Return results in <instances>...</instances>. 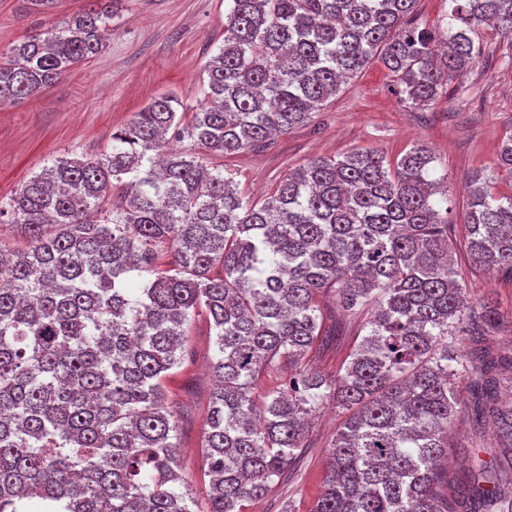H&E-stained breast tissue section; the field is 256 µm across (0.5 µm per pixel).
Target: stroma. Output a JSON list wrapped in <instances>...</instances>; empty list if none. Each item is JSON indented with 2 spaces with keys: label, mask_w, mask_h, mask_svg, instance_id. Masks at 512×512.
<instances>
[{
  "label": "stroma",
  "mask_w": 512,
  "mask_h": 512,
  "mask_svg": "<svg viewBox=\"0 0 512 512\" xmlns=\"http://www.w3.org/2000/svg\"><path fill=\"white\" fill-rule=\"evenodd\" d=\"M88 0H58L40 13L31 0H0V53L49 23L85 9ZM224 0H113L112 34L97 56L71 68L37 96L0 107V200L64 153L95 155L112 143V132L160 94L179 95L187 109L203 100V70L224 44ZM481 53L467 73L448 86L434 104L401 101L393 77L380 61L315 113L312 121L275 139L270 149L226 159L210 156L233 173L242 196L262 203L276 184L307 160L338 156L354 149L378 150L396 160L424 145L435 157L434 178L448 186V220L464 236L467 182L483 173L496 178L495 193L512 194V179L499 167V148L512 134V42L487 26L472 35ZM472 306L492 300L500 324L486 332L484 347L498 358H512V275L490 277L461 267ZM325 325L338 339L314 350L310 369L332 376L364 334L367 314L349 315L335 296L324 301ZM214 331L205 313L193 316L187 336L186 370L167 382V406L178 425L183 477L194 497L205 482L199 448L204 412L214 387L210 359ZM470 378L458 383L462 409L452 423V440L480 448L493 445L492 426L475 430L469 403ZM343 416L334 406L317 410L310 423L309 447L285 479L248 512H310L321 491L327 446Z\"/></svg>",
  "instance_id": "35a3bbf8"
}]
</instances>
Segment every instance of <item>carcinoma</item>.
I'll use <instances>...</instances> for the list:
<instances>
[{
	"label": "carcinoma",
	"instance_id": "1",
	"mask_svg": "<svg viewBox=\"0 0 512 512\" xmlns=\"http://www.w3.org/2000/svg\"><path fill=\"white\" fill-rule=\"evenodd\" d=\"M452 26L413 22L417 0H229L224 46L206 66L191 118L154 98L95 157L60 156L0 202L26 246H0V512H246L307 447L314 408L346 418L329 445L311 512H512V405L496 398L512 361L479 347L499 312L465 305L448 224V188L416 146L391 162L373 149L316 157L261 205L240 195L231 158L311 121L380 60L409 105L432 103L478 56L468 31L512 41V0H450ZM112 0L58 21L0 59V105L25 99L104 48ZM191 141L190 148L173 144ZM500 168L512 178V135ZM475 174L468 263L512 272V195ZM367 334L341 369L304 366L329 344L319 296ZM202 311L215 331L201 456L204 505L181 487L177 423L164 382L187 360ZM472 342V360L456 337ZM288 366L256 396L260 376ZM473 380V426L495 448L460 445L467 476L444 495L442 459Z\"/></svg>",
	"mask_w": 512,
	"mask_h": 512
}]
</instances>
